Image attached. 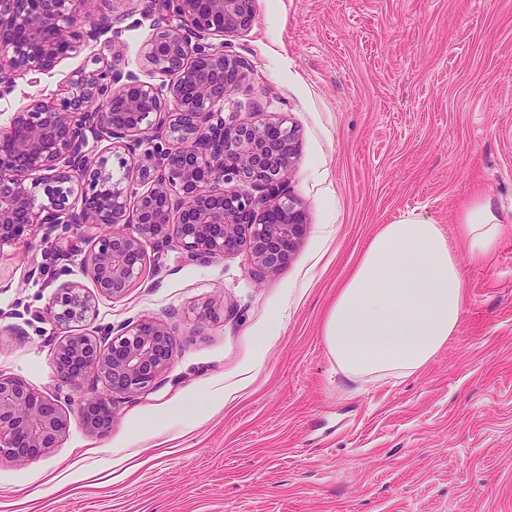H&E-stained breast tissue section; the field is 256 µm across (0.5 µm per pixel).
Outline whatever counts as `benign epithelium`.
<instances>
[{
  "label": "benign epithelium",
  "mask_w": 512,
  "mask_h": 512,
  "mask_svg": "<svg viewBox=\"0 0 512 512\" xmlns=\"http://www.w3.org/2000/svg\"><path fill=\"white\" fill-rule=\"evenodd\" d=\"M92 27L76 22L77 0H0V88L48 71L112 30L120 18L98 0ZM179 20L143 44L150 71L170 76L167 92L110 69L75 71L66 95L35 100L0 126V249L28 241L37 226H112L92 240L85 266L96 292L58 286L47 314L64 330L52 348L60 383L87 391L88 430L112 431V394L138 395L171 364L176 340L161 319L128 321L100 336L78 333L98 297L116 299L138 283L145 243L176 248L187 262L247 248L250 275L280 270L302 241L306 217L283 176L298 152L295 130L275 120L224 121V100L246 78L245 63L208 42L248 29L254 0H163ZM110 141L85 154L87 131ZM248 183L243 193L231 182ZM68 426L59 400L0 372V461L48 456Z\"/></svg>",
  "instance_id": "benign-epithelium-1"
}]
</instances>
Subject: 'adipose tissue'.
I'll use <instances>...</instances> for the list:
<instances>
[{
  "mask_svg": "<svg viewBox=\"0 0 512 512\" xmlns=\"http://www.w3.org/2000/svg\"><path fill=\"white\" fill-rule=\"evenodd\" d=\"M512 226L476 197L450 248L438 225L408 217L383 225L339 288L323 336L339 372L351 379L411 377L443 348L464 303L463 264L488 259Z\"/></svg>",
  "mask_w": 512,
  "mask_h": 512,
  "instance_id": "adipose-tissue-1",
  "label": "adipose tissue"
}]
</instances>
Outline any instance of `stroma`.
Instances as JSON below:
<instances>
[{"label":"stroma","mask_w":512,"mask_h":512,"mask_svg":"<svg viewBox=\"0 0 512 512\" xmlns=\"http://www.w3.org/2000/svg\"><path fill=\"white\" fill-rule=\"evenodd\" d=\"M112 4L118 33L17 79L0 95V125L92 63L166 87L140 55L159 0ZM224 49L247 66L225 116L283 118L297 132L285 185L306 234L261 279L247 252L189 264L171 249L124 297L100 298L89 332L149 317L177 339L154 388L115 395L104 436L84 425L83 392L59 385L62 332L46 313L60 284L92 288L83 259L95 229L61 225L1 249L0 372L61 398L68 427L47 457L0 461V512L54 469L108 466L124 478L74 483L33 512H512V235L465 263L458 328L412 377L351 380L322 332L382 225L417 216L455 247L479 195L512 225V0H255ZM274 309L281 326L250 382L216 407L186 403L210 379L237 380Z\"/></svg>","instance_id":"obj_1"}]
</instances>
